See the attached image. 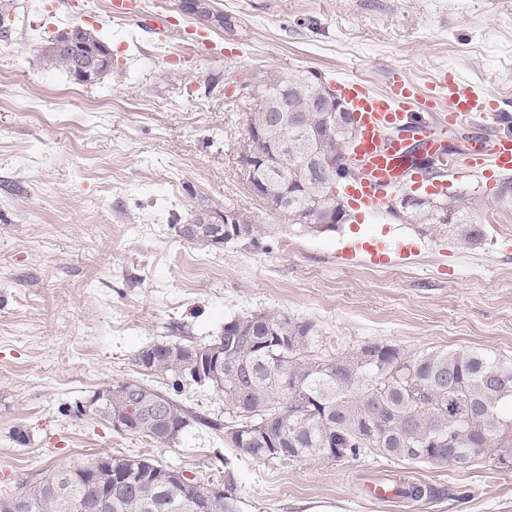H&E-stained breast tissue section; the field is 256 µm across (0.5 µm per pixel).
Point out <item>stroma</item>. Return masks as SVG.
<instances>
[{
	"instance_id": "stroma-1",
	"label": "stroma",
	"mask_w": 512,
	"mask_h": 512,
	"mask_svg": "<svg viewBox=\"0 0 512 512\" xmlns=\"http://www.w3.org/2000/svg\"><path fill=\"white\" fill-rule=\"evenodd\" d=\"M11 0L0 38V492L105 455L146 454L200 480L229 483L240 512H512V471L417 467L430 501L377 500L388 457L269 463L187 427L165 447L82 413L98 391L142 382L211 420L224 397L149 374L136 355L161 341L206 344L226 321L280 310L315 322L336 350L380 341L410 354L479 349L512 356V193L449 174L485 232L461 244L392 215L333 231L289 226L238 175L253 106L242 82L296 69L353 76L387 91L391 71L419 88L442 73L507 103L512 126V0H205L223 28L157 0L158 33L106 17L108 0ZM81 24L112 51V73L76 83L45 63L57 33ZM239 212L259 243L213 247L179 225ZM421 242L395 266H341L356 238Z\"/></svg>"
}]
</instances>
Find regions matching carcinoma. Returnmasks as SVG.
<instances>
[{
  "instance_id": "obj_1",
  "label": "carcinoma",
  "mask_w": 512,
  "mask_h": 512,
  "mask_svg": "<svg viewBox=\"0 0 512 512\" xmlns=\"http://www.w3.org/2000/svg\"><path fill=\"white\" fill-rule=\"evenodd\" d=\"M89 47L107 54L105 42L77 24L55 36L43 55L74 76L80 65L76 50ZM319 77L310 69L258 80L265 105L249 113L248 138L238 156L246 154L256 165L258 192L283 199L273 210L278 218L320 232L348 220V212L338 207L335 223H310L327 203L324 179L334 177L340 189L352 176L345 154L354 133L326 124L323 113L312 110L324 93ZM269 104L286 109L280 130L286 145L258 137ZM291 117L304 119L305 130L320 135L332 170L304 162L306 138ZM403 215L425 234L450 228L466 244L483 236L459 193L417 200ZM178 233L202 243L220 234L228 245L244 239L257 244L264 231L250 223L210 224L202 216L180 225ZM215 352L223 357L218 368L212 365ZM135 363L153 375L206 385L224 396L228 421L222 425L137 380L118 384L129 403L110 397L96 404L94 416L159 447L171 445L195 422L224 431L225 444L263 461H340L369 453L389 456L407 470L439 457L457 467L490 460L512 470V357L476 349L408 355L377 341L333 353L314 322L272 310L234 317L224 323V334L203 346L154 344ZM194 363L202 364L204 377L189 371ZM109 460L95 475L77 463L31 483L23 494L1 495L0 512H41L46 499L52 500L51 512H239L228 485L218 492L209 481L183 484L181 473L165 480L172 468L147 455ZM111 478L123 483L112 484V499L100 509V484ZM400 481L403 486L394 487L399 497L421 501L435 494L430 486Z\"/></svg>"
}]
</instances>
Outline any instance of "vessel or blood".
<instances>
[{
  "instance_id": "obj_1",
  "label": "vessel or blood",
  "mask_w": 512,
  "mask_h": 512,
  "mask_svg": "<svg viewBox=\"0 0 512 512\" xmlns=\"http://www.w3.org/2000/svg\"><path fill=\"white\" fill-rule=\"evenodd\" d=\"M109 12L116 18L139 20L146 28L154 18L148 0H110ZM339 87L359 122L351 148L361 158L363 171L349 185L348 194L351 206L364 214L382 211L391 192L412 182H429L456 167L458 161L448 149L449 133L476 118L497 121L501 110L499 101L460 90L447 74L424 95L397 71L383 94L357 79L340 81ZM465 164L472 171L488 166L500 173L512 172V132L498 133L488 143L472 142ZM409 254V249L394 252L380 242L355 243L338 251L336 259L348 264L362 256L372 264L389 265Z\"/></svg>"
}]
</instances>
